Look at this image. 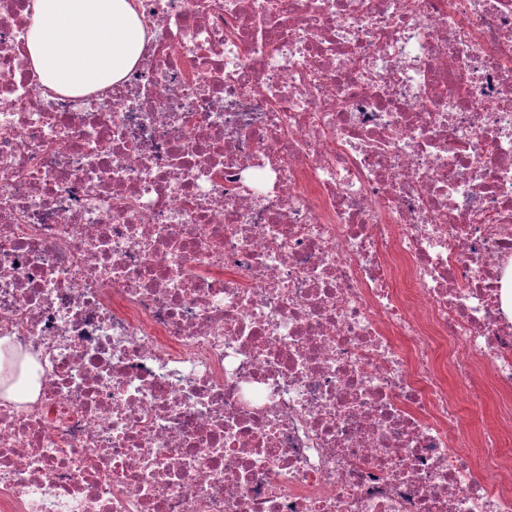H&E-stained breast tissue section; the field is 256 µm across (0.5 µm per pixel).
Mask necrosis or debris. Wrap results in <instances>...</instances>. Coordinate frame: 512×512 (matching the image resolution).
Masks as SVG:
<instances>
[{"label": "necrosis or debris", "instance_id": "obj_1", "mask_svg": "<svg viewBox=\"0 0 512 512\" xmlns=\"http://www.w3.org/2000/svg\"><path fill=\"white\" fill-rule=\"evenodd\" d=\"M130 3L0 0V512H512V0ZM128 0H33L27 51L57 92L104 90L138 62L145 32Z\"/></svg>", "mask_w": 512, "mask_h": 512}]
</instances>
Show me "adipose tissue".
<instances>
[{
  "instance_id": "ef3b65f1",
  "label": "adipose tissue",
  "mask_w": 512,
  "mask_h": 512,
  "mask_svg": "<svg viewBox=\"0 0 512 512\" xmlns=\"http://www.w3.org/2000/svg\"><path fill=\"white\" fill-rule=\"evenodd\" d=\"M33 10L27 51L47 89L103 90L140 58L145 32L128 0H33Z\"/></svg>"
}]
</instances>
